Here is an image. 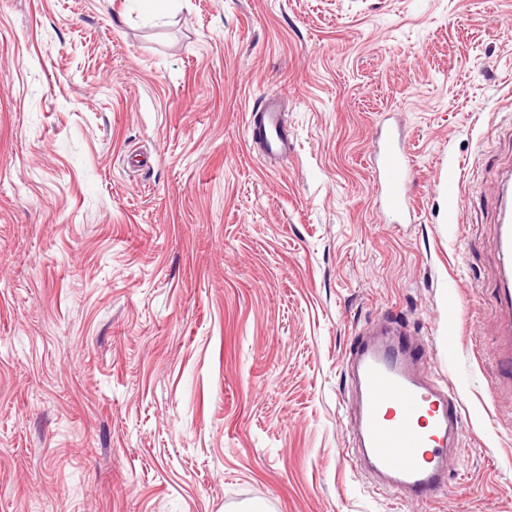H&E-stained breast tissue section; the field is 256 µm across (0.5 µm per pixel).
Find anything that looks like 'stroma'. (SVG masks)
I'll use <instances>...</instances> for the list:
<instances>
[{
	"mask_svg": "<svg viewBox=\"0 0 512 512\" xmlns=\"http://www.w3.org/2000/svg\"><path fill=\"white\" fill-rule=\"evenodd\" d=\"M386 121L413 224L375 207ZM511 170L512 0H0V512H512ZM390 322L463 404L427 503L345 452L346 356ZM247 133L252 146L269 163L288 157L293 150L285 112L276 96L266 95L252 109L247 120ZM497 196L500 208L498 252L501 261L498 300L512 308V173L501 180Z\"/></svg>",
	"mask_w": 512,
	"mask_h": 512,
	"instance_id": "obj_1",
	"label": "stroma"
}]
</instances>
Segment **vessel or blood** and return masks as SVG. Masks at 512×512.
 Here are the masks:
<instances>
[{"label": "vessel or blood", "mask_w": 512, "mask_h": 512, "mask_svg": "<svg viewBox=\"0 0 512 512\" xmlns=\"http://www.w3.org/2000/svg\"><path fill=\"white\" fill-rule=\"evenodd\" d=\"M250 143L264 160L292 152L281 103L268 95L247 120ZM377 202L404 222L415 210L408 189L409 162L393 131L378 132L374 145ZM499 199L498 300L512 307V174L497 187ZM424 344L386 327L356 337L347 357L353 386L347 431L383 494L427 501L448 488V465L462 449L463 407L455 388L424 372Z\"/></svg>", "instance_id": "obj_1"}]
</instances>
